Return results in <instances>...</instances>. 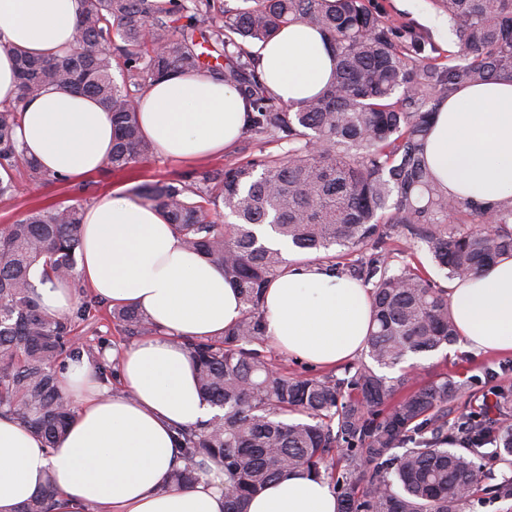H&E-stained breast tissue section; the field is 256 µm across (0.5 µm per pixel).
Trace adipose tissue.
Masks as SVG:
<instances>
[{"label":"adipose tissue","instance_id":"1","mask_svg":"<svg viewBox=\"0 0 512 512\" xmlns=\"http://www.w3.org/2000/svg\"><path fill=\"white\" fill-rule=\"evenodd\" d=\"M81 0H0V105L17 96L14 49L44 57L74 43ZM269 91L296 104L330 81L334 62L323 35L290 24L252 48ZM250 106L232 86L204 74L151 83L137 105L142 134L167 159L223 153L246 130ZM17 138L51 176L80 178L112 152V117L93 98L49 86L27 101ZM427 164L449 194L463 199L512 196V81L460 90L442 101L425 144ZM80 279L113 306H132L157 327L125 350L118 387L100 382L88 357L68 361L62 392L77 406L54 447L17 419L0 416V512L54 486L52 512H224V475L169 487L182 464L177 431L215 413L198 394L187 341L222 336L241 316L224 272L187 249L153 206L112 192L85 208ZM38 303L65 316L78 292L72 281L42 282ZM463 350L512 354V258L448 288ZM371 291L319 265L291 268L265 290V337L288 355L333 366L359 355L371 331ZM248 512H337L327 480L298 469L272 482Z\"/></svg>","mask_w":512,"mask_h":512}]
</instances>
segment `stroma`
<instances>
[{
  "label": "stroma",
  "instance_id": "1",
  "mask_svg": "<svg viewBox=\"0 0 512 512\" xmlns=\"http://www.w3.org/2000/svg\"><path fill=\"white\" fill-rule=\"evenodd\" d=\"M373 2L391 23L415 28L429 37L439 49H447L456 42L447 15L438 6L437 0ZM277 150V144H267L246 135L232 148L225 150L223 155L180 165L170 164L156 154L123 173L115 174L104 167L77 181L53 182L42 186L31 185L27 175L21 173L16 177V190L13 195L0 198V225L11 223L34 206L51 207L74 200L89 204L117 189L131 199L142 183L176 180L189 173L221 168L241 159L254 158ZM382 249L391 270H399L408 264L419 268L438 287H447L448 280L444 271L434 265L425 250L414 248L401 233L394 232L385 238ZM110 311V305L102 303L92 308L89 317L75 321L82 350L89 357L99 358L105 351H118L132 343L131 337L123 335L113 324ZM417 363L419 381L446 377L461 383V395L453 403L455 411L458 412L481 404L489 385L512 389V354L474 355L459 351L457 345L453 344L420 355Z\"/></svg>",
  "mask_w": 512,
  "mask_h": 512
}]
</instances>
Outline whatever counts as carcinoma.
Listing matches in <instances>:
<instances>
[{
  "instance_id": "obj_1",
  "label": "carcinoma",
  "mask_w": 512,
  "mask_h": 512,
  "mask_svg": "<svg viewBox=\"0 0 512 512\" xmlns=\"http://www.w3.org/2000/svg\"><path fill=\"white\" fill-rule=\"evenodd\" d=\"M85 0L79 39L61 56L14 50L17 100L0 106V197L14 192L13 171L34 185L45 174L15 138L19 106L49 84L80 87L110 112L117 136L108 159L123 171L156 147L139 132V94L172 73L204 72L235 87L252 106L247 133L287 150L228 167L137 187L190 250L224 271L238 291L240 320L224 335L190 341L203 399L220 413L180 430L184 466L170 485L199 481L215 463L224 471V512H247L251 499L280 476L330 472L339 512H462L478 493L512 498V477L492 482L475 459L512 456V390L448 420L460 387L448 378L419 385L412 370L391 378L409 353L456 341L448 290L411 267L390 271L385 255L363 254L398 230L425 248L448 279L463 280L512 257V198L464 201L433 177L424 145L439 103L460 89L512 80V0H439L458 50L443 57L407 26L387 22L370 0ZM300 23L323 34L335 56L334 81L298 109L272 95L244 42L271 39ZM121 73L122 81L113 76ZM227 209L236 218L223 223ZM79 204L32 208L0 225V414L18 419L48 447L74 417L59 390L66 360L81 355L69 317L45 312L31 271L72 278L80 247ZM288 239L302 264L322 252L337 270L336 247L360 251L350 275L370 283L373 324L367 359L347 377L290 376L253 344L264 340L269 282L291 263L254 227ZM128 336H152L153 323L128 307L112 309ZM413 447L401 454L406 443ZM48 487L20 512H51Z\"/></svg>"
}]
</instances>
